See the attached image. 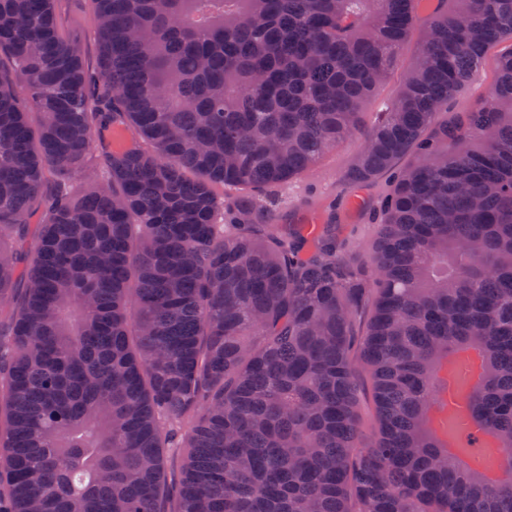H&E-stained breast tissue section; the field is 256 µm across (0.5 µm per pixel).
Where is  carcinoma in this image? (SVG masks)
I'll return each instance as SVG.
<instances>
[{"label":"carcinoma","instance_id":"obj_1","mask_svg":"<svg viewBox=\"0 0 512 512\" xmlns=\"http://www.w3.org/2000/svg\"><path fill=\"white\" fill-rule=\"evenodd\" d=\"M94 2L96 78L0 0V512H512V47L448 111L512 0H437L408 64L418 0ZM356 138L347 185L394 179L359 268L213 191ZM493 80L494 68L493 65L488 62L480 70L475 81L449 102L448 108L454 112L470 110L485 90L492 84ZM401 73L402 70L395 71L386 83L378 90L373 104L368 109V113H366L365 120L367 123L371 124L377 121L380 117V113L378 112L385 111V108L388 106L393 95L398 89V85L401 80ZM363 382L366 390L359 398V427L362 440L367 442L376 435V419L374 406L367 390L368 381L365 376H363Z\"/></svg>","mask_w":512,"mask_h":512}]
</instances>
